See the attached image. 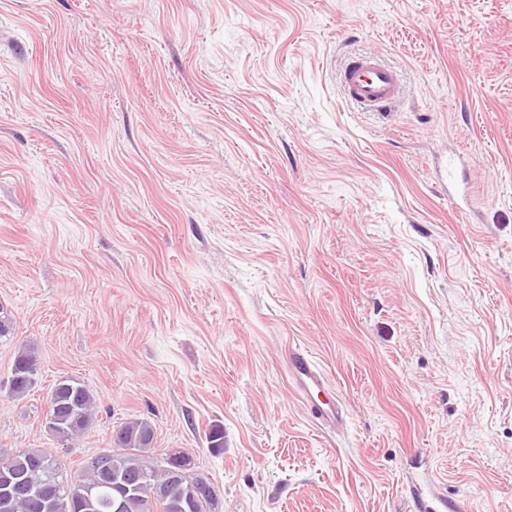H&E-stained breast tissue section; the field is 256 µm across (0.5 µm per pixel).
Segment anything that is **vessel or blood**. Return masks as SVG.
Instances as JSON below:
<instances>
[{"label": "vessel or blood", "instance_id": "1", "mask_svg": "<svg viewBox=\"0 0 512 512\" xmlns=\"http://www.w3.org/2000/svg\"><path fill=\"white\" fill-rule=\"evenodd\" d=\"M339 80L347 100L379 112L390 109L404 90L398 71L370 55L345 61ZM288 374L294 396L314 424L334 430L344 423L342 402L331 394L326 376L304 350L296 347L289 351ZM410 496L416 512H462L460 504L425 495L419 487L411 489Z\"/></svg>", "mask_w": 512, "mask_h": 512}]
</instances>
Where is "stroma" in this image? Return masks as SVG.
Here are the masks:
<instances>
[{"instance_id": "1", "label": "stroma", "mask_w": 512, "mask_h": 512, "mask_svg": "<svg viewBox=\"0 0 512 512\" xmlns=\"http://www.w3.org/2000/svg\"><path fill=\"white\" fill-rule=\"evenodd\" d=\"M350 53L396 107L344 101ZM0 305L7 450L73 470L144 419L224 512H512V0H0ZM63 377L97 414L60 443ZM340 85L347 100L362 108L385 112L402 96L400 74L371 55L350 58L339 73ZM38 369L34 352L26 347L19 350L7 381L8 393L15 397L27 394L36 384ZM288 374L294 396L314 424L334 430L345 422L342 402L329 388L331 386L322 370L304 350L296 347L288 352ZM315 393L328 396L325 407L316 403ZM45 429L60 442L84 435L93 422L95 397L80 380L59 379L48 395ZM409 492L416 512H446V510L461 512L463 510L461 505L456 502L448 505V501L439 496L434 494L426 496L421 487L414 486Z\"/></svg>"}]
</instances>
